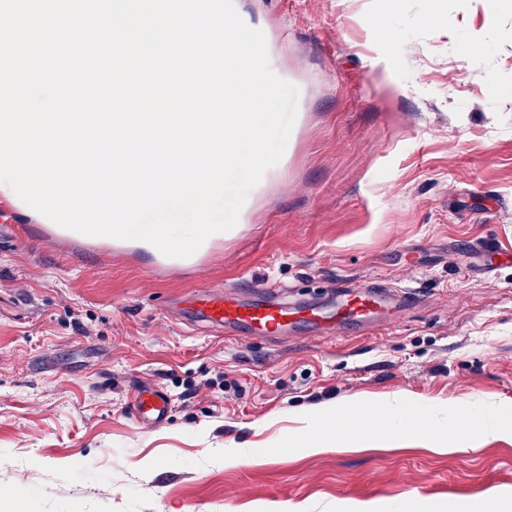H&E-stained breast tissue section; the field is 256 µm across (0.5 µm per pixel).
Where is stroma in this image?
Instances as JSON below:
<instances>
[{
    "instance_id": "1",
    "label": "stroma",
    "mask_w": 512,
    "mask_h": 512,
    "mask_svg": "<svg viewBox=\"0 0 512 512\" xmlns=\"http://www.w3.org/2000/svg\"><path fill=\"white\" fill-rule=\"evenodd\" d=\"M235 5L300 95L223 252L163 275L0 239V512H415L512 489V0ZM484 242L489 274L466 271ZM376 278L416 294L378 334L251 340L167 312L199 285L293 302ZM154 384L173 409L151 430L127 400ZM394 395L503 430L475 451L289 449L321 406Z\"/></svg>"
}]
</instances>
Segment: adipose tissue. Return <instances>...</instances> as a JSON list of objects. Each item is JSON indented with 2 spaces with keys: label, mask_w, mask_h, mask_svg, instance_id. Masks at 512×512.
I'll return each mask as SVG.
<instances>
[{
  "label": "adipose tissue",
  "mask_w": 512,
  "mask_h": 512,
  "mask_svg": "<svg viewBox=\"0 0 512 512\" xmlns=\"http://www.w3.org/2000/svg\"><path fill=\"white\" fill-rule=\"evenodd\" d=\"M487 432L483 423L464 412L459 414L456 427L442 431L432 417L420 414L414 403L399 398L391 402L370 400L324 405L310 418L294 445L305 452H317L329 445L356 448L391 439L426 436L444 450L465 438L478 442Z\"/></svg>",
  "instance_id": "obj_1"
}]
</instances>
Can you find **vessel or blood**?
<instances>
[{"label": "vessel or blood", "instance_id": "vessel-or-blood-1", "mask_svg": "<svg viewBox=\"0 0 512 512\" xmlns=\"http://www.w3.org/2000/svg\"><path fill=\"white\" fill-rule=\"evenodd\" d=\"M36 232L43 237L61 238L83 248H97L103 256H110L112 240L108 237L83 235L54 223L39 224ZM207 247H200L187 258H170L155 254V268L163 272H175L184 267L203 264L207 259ZM251 301H243L234 292L216 286H200L188 294L172 300L189 325L206 324L220 328H234L247 337L282 339L287 337L292 325L332 334L351 325L363 330L378 326L382 316H391L408 304L406 294L391 290L383 281H375L356 293H346L332 300L329 306H311L299 309L269 294L263 284H254ZM172 400L158 386H143L129 403L128 413L139 424L159 427L169 420Z\"/></svg>", "mask_w": 512, "mask_h": 512}]
</instances>
